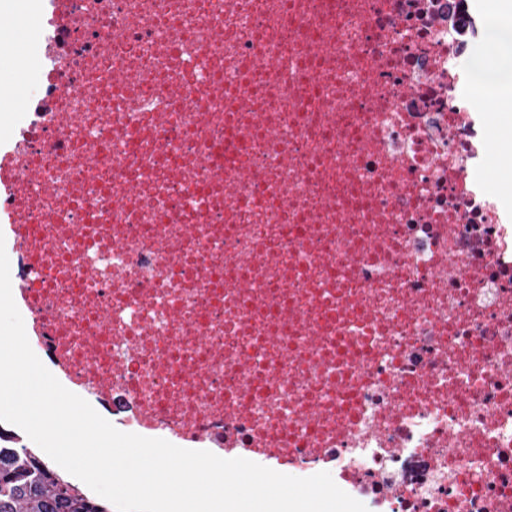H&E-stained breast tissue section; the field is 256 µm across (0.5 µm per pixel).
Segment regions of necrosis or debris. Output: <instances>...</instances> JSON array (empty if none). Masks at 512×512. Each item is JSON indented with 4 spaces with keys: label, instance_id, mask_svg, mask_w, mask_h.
Masks as SVG:
<instances>
[{
    "label": "necrosis or debris",
    "instance_id": "necrosis-or-debris-1",
    "mask_svg": "<svg viewBox=\"0 0 512 512\" xmlns=\"http://www.w3.org/2000/svg\"><path fill=\"white\" fill-rule=\"evenodd\" d=\"M465 0H54L0 155L33 351L368 512H512V225ZM468 103L481 146L473 178L493 194L503 216L510 222L512 217V99L511 107L506 99L491 100L488 109L491 112H485L474 105L469 90ZM493 154L510 156L511 166L508 168L493 166Z\"/></svg>",
    "mask_w": 512,
    "mask_h": 512
}]
</instances>
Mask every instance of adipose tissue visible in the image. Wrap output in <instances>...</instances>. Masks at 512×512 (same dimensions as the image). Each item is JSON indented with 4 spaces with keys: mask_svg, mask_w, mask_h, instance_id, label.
Masks as SVG:
<instances>
[{
    "mask_svg": "<svg viewBox=\"0 0 512 512\" xmlns=\"http://www.w3.org/2000/svg\"><path fill=\"white\" fill-rule=\"evenodd\" d=\"M484 37L491 45L490 54L473 58L471 73L478 90L512 89V24L489 17Z\"/></svg>",
    "mask_w": 512,
    "mask_h": 512,
    "instance_id": "obj_1",
    "label": "adipose tissue"
}]
</instances>
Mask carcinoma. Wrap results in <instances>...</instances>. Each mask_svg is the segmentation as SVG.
I'll return each mask as SVG.
<instances>
[{
    "mask_svg": "<svg viewBox=\"0 0 512 512\" xmlns=\"http://www.w3.org/2000/svg\"><path fill=\"white\" fill-rule=\"evenodd\" d=\"M0 512H112L0 429Z\"/></svg>",
    "mask_w": 512,
    "mask_h": 512,
    "instance_id": "carcinoma-1",
    "label": "carcinoma"
}]
</instances>
